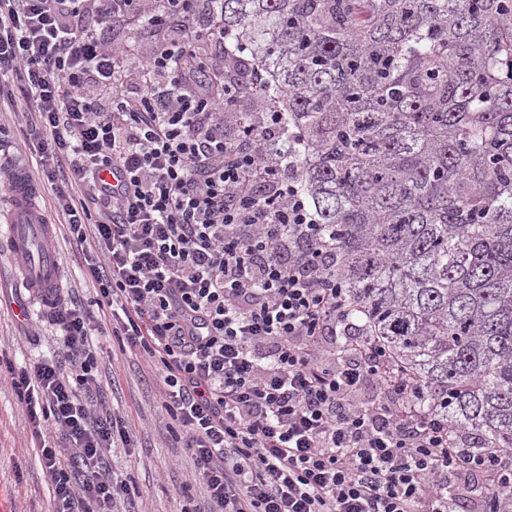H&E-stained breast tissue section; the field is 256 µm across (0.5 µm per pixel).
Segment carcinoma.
I'll return each mask as SVG.
<instances>
[{
    "label": "carcinoma",
    "mask_w": 512,
    "mask_h": 512,
    "mask_svg": "<svg viewBox=\"0 0 512 512\" xmlns=\"http://www.w3.org/2000/svg\"><path fill=\"white\" fill-rule=\"evenodd\" d=\"M353 317L473 451L512 449V0H223Z\"/></svg>",
    "instance_id": "cac0c4a2"
}]
</instances>
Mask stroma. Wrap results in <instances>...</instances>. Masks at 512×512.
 <instances>
[{
    "instance_id": "35a3bbf8",
    "label": "stroma",
    "mask_w": 512,
    "mask_h": 512,
    "mask_svg": "<svg viewBox=\"0 0 512 512\" xmlns=\"http://www.w3.org/2000/svg\"><path fill=\"white\" fill-rule=\"evenodd\" d=\"M106 40L127 45L130 66L153 53L162 31L135 21H116L103 31ZM24 106L0 111V156L19 157L35 167L38 156L23 146ZM55 248L63 267L61 285L87 310H94L98 286L80 250L62 224L54 226ZM18 271L0 257V512H51L53 486L41 464L25 406L4 375L32 361L56 355L61 336L53 321L15 317ZM97 349L98 393L108 413L128 427L130 442L116 443L108 467L125 479L135 512H208L210 505L193 478L194 461L181 430L161 399L156 370L139 349L113 336L111 326L92 332Z\"/></svg>"
}]
</instances>
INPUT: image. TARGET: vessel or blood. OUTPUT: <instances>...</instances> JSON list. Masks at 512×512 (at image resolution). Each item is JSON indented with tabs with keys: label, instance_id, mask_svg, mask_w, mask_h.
Here are the masks:
<instances>
[{
	"label": "vessel or blood",
	"instance_id": "1",
	"mask_svg": "<svg viewBox=\"0 0 512 512\" xmlns=\"http://www.w3.org/2000/svg\"><path fill=\"white\" fill-rule=\"evenodd\" d=\"M8 185L10 213L7 224L0 226V243L20 265L18 285L28 295L15 312L19 318L29 317L30 303H38L45 315L55 312L53 288L59 287L62 267L55 252L53 228L46 224L33 204V187L21 162H14Z\"/></svg>",
	"mask_w": 512,
	"mask_h": 512
}]
</instances>
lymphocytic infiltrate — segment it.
<instances>
[{"label":"lymphocytic infiltrate","mask_w":512,"mask_h":512,"mask_svg":"<svg viewBox=\"0 0 512 512\" xmlns=\"http://www.w3.org/2000/svg\"><path fill=\"white\" fill-rule=\"evenodd\" d=\"M220 2L0 0V79L19 80L0 105L32 114L31 179L50 186L113 334L159 361L211 512H512V453L461 448L353 320L336 250L284 176L283 113L267 103L231 133L222 80H171L183 40L223 47ZM125 16L170 31L134 69L101 35ZM94 87L113 88L110 106ZM56 296L63 362L11 380L54 512H128L103 466L114 423L94 400L93 318Z\"/></svg>","instance_id":"lymphocytic-infiltrate-1"}]
</instances>
